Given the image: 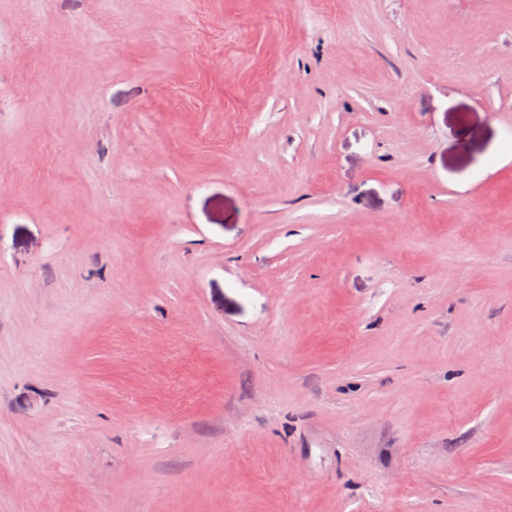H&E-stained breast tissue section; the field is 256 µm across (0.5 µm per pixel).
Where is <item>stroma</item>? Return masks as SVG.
<instances>
[{"label":"stroma","instance_id":"1","mask_svg":"<svg viewBox=\"0 0 512 512\" xmlns=\"http://www.w3.org/2000/svg\"><path fill=\"white\" fill-rule=\"evenodd\" d=\"M0 512H512V0H0Z\"/></svg>","mask_w":512,"mask_h":512}]
</instances>
